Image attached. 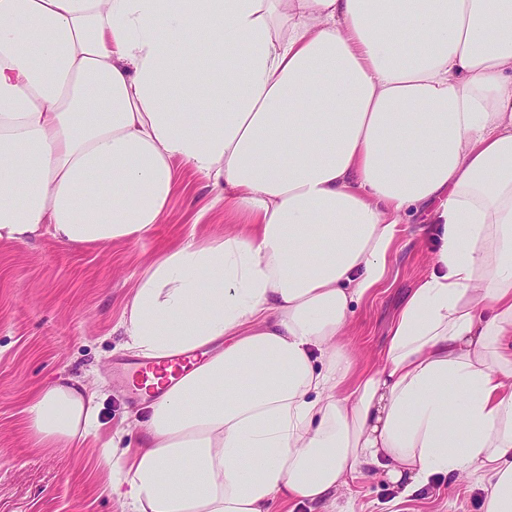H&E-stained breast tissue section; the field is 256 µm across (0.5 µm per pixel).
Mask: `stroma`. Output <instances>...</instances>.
Masks as SVG:
<instances>
[{
	"instance_id": "1",
	"label": "stroma",
	"mask_w": 512,
	"mask_h": 512,
	"mask_svg": "<svg viewBox=\"0 0 512 512\" xmlns=\"http://www.w3.org/2000/svg\"><path fill=\"white\" fill-rule=\"evenodd\" d=\"M214 189L187 167L177 169L165 223L136 242L65 246L51 235L26 244H0V512H128L113 499L98 466L96 444L37 447L26 405L35 388L59 377L98 395L102 438L133 429L138 397L120 383L135 360L119 327L136 283L163 250L223 236V205ZM438 241L425 213L411 215L384 281L356 304L351 345L360 363L379 360L405 294L422 279ZM382 478L351 484L339 500L354 512H483L482 482L441 478L398 502Z\"/></svg>"
}]
</instances>
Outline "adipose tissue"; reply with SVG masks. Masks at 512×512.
Returning a JSON list of instances; mask_svg holds the SVG:
<instances>
[{"label":"adipose tissue","instance_id":"obj_1","mask_svg":"<svg viewBox=\"0 0 512 512\" xmlns=\"http://www.w3.org/2000/svg\"><path fill=\"white\" fill-rule=\"evenodd\" d=\"M180 164L239 228L159 254L120 327L193 367L134 448L40 385L36 445L98 442L130 512L474 474L512 512V0H0V244L141 239ZM412 208L440 246L359 372L354 306Z\"/></svg>","mask_w":512,"mask_h":512}]
</instances>
